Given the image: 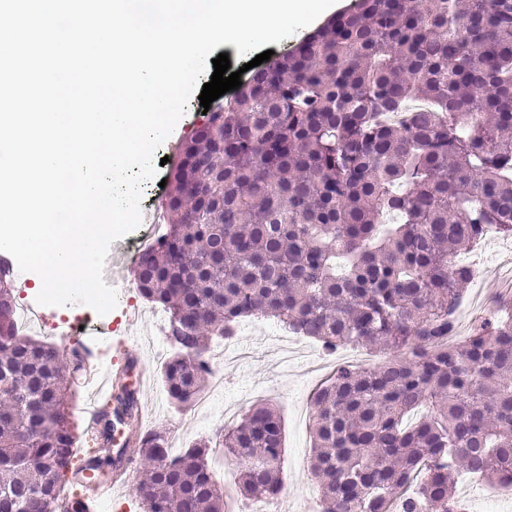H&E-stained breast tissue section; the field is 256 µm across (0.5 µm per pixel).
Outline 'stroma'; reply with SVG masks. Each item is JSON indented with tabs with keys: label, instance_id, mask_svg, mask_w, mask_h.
I'll return each instance as SVG.
<instances>
[{
	"label": "stroma",
	"instance_id": "1",
	"mask_svg": "<svg viewBox=\"0 0 512 512\" xmlns=\"http://www.w3.org/2000/svg\"><path fill=\"white\" fill-rule=\"evenodd\" d=\"M458 261L476 271L458 311V333L464 336L476 324L475 306L497 303L502 292H512V238L486 236L471 251L461 254ZM103 276L107 285L118 290L117 305L109 313L117 330L112 334L110 354L96 358L95 368L109 370L114 360L127 352L141 355L149 379L147 397L152 409L143 422L144 427L163 426L169 434L179 435L184 444L211 436L220 427L213 418L198 420L187 429L178 430L182 412L170 405L158 377L160 364L152 345L153 308L143 301L136 288L122 287L121 276L113 275L111 267H104ZM242 348L251 349L253 355L226 363L224 374L229 393L245 408L259 401L277 406L285 425L288 459L282 478L288 489L285 512H300L304 502L316 501L318 496L310 472L311 392L337 364L361 363L370 354L350 347L325 354L317 342L292 335L263 318L245 322L229 346L233 352Z\"/></svg>",
	"mask_w": 512,
	"mask_h": 512
}]
</instances>
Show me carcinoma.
<instances>
[{
	"label": "carcinoma",
	"instance_id": "obj_1",
	"mask_svg": "<svg viewBox=\"0 0 512 512\" xmlns=\"http://www.w3.org/2000/svg\"><path fill=\"white\" fill-rule=\"evenodd\" d=\"M160 210L164 238L134 275L168 317L171 403L208 387L215 338L268 318L380 357L312 394L319 512H468L460 473L512 483V301L457 338L475 271L456 261L491 227L512 236V0H350L211 104L175 147ZM15 314L0 263V512H82L65 490L91 352L18 336ZM138 409L115 385L99 438ZM219 438L244 496L280 488L272 405ZM128 443L91 466L138 463L141 512H224L211 438L173 453L166 430L138 428Z\"/></svg>",
	"mask_w": 512,
	"mask_h": 512
}]
</instances>
